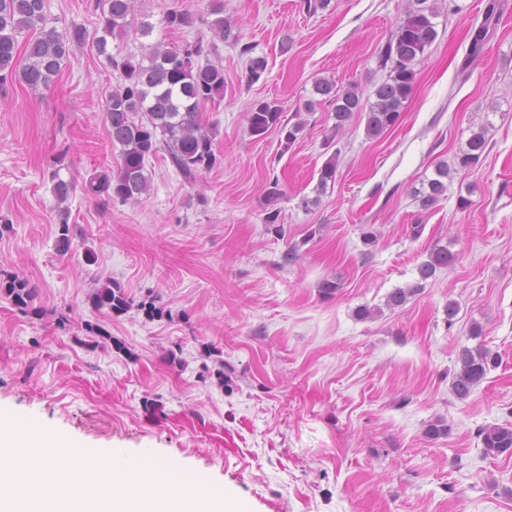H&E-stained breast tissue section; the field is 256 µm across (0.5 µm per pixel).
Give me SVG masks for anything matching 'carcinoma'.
Returning a JSON list of instances; mask_svg holds the SVG:
<instances>
[{"instance_id":"cac0c4a2","label":"carcinoma","mask_w":512,"mask_h":512,"mask_svg":"<svg viewBox=\"0 0 512 512\" xmlns=\"http://www.w3.org/2000/svg\"><path fill=\"white\" fill-rule=\"evenodd\" d=\"M135 0H96L100 10L101 35L96 38L99 54L106 57L109 65L119 71L121 84L106 99L103 119L112 147L119 150L117 169L94 172L84 182L85 194L110 202L134 201L148 193L150 176L147 173L148 159L163 150L172 166L184 182L191 184L199 175L212 169L218 162L213 133L205 127L200 112L205 104L224 93V68L208 60L209 48L203 40L186 42L183 45H168L162 42L149 45L141 57L120 59L108 52V38L120 34L130 24ZM426 0H413L396 23V28L387 41L381 57L380 67L386 76L376 85L375 101L367 112L366 134L378 137L393 127L401 111L411 98L416 84L415 65L421 62L437 37L433 18L435 12L424 6ZM497 0H490L483 21L476 29L469 49L468 59L478 56L490 27L497 25L499 15ZM210 13L215 18L209 28L214 36L224 40L231 28L224 19V0H211ZM46 0H0V85L11 78L19 80L33 90L48 88L68 57L70 46L81 44L86 32L81 27L60 33L56 28L46 27ZM165 27L170 30L189 28L194 24L192 14L170 9L164 17ZM36 30L38 35L29 38L25 45V63L17 67L18 35ZM240 53L246 56V78L248 83L258 82L265 74L268 61L263 56H252V48L244 45ZM314 93L321 101L334 105L336 123L333 133L326 138V145L333 144L336 132L356 112L363 111L358 84L349 83L343 88L328 79L315 82ZM141 119H136V116ZM305 121L291 125L283 122V109L275 100L259 101L248 115V128L254 137H261L271 130L284 134V146L289 148L303 131ZM488 143L483 132H474L467 140V147L458 156V165L468 168L479 162ZM436 177L428 180V191L419 192V204L428 209L435 205L447 191L444 178L448 177V165L440 164L435 169ZM336 179V155L322 166L318 189L324 190ZM52 192L58 201L67 200L75 185L56 173L52 174ZM280 190L271 183L266 190L268 208L265 223L276 224L280 210L276 209ZM74 229L67 222L59 226L56 240L57 250L68 253L72 246ZM456 255L448 247L439 246L429 259L418 267L419 280L426 281L436 273L452 267ZM419 285L397 288L386 300L392 308L405 304L418 291ZM12 304L19 310L28 308L35 289L24 281H12L5 288ZM94 309L106 308L120 312L127 306L121 289L105 285L90 297ZM461 368L454 373L451 387L459 399L467 398L475 386L485 377L495 357L481 348L462 352ZM487 456L512 455V428L503 426L483 427L477 432Z\"/></svg>"}]
</instances>
